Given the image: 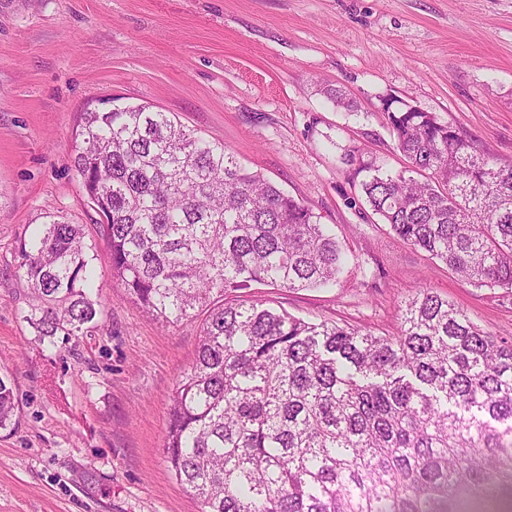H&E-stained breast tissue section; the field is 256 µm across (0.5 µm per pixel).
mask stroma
<instances>
[{"label":"stroma","instance_id":"stroma-1","mask_svg":"<svg viewBox=\"0 0 512 512\" xmlns=\"http://www.w3.org/2000/svg\"><path fill=\"white\" fill-rule=\"evenodd\" d=\"M326 86L357 112L334 108ZM105 97L223 140L354 257L333 287L240 300L392 334L428 289L512 341V292L464 283L352 205L344 161L360 147L402 168L382 110L395 97L512 162V0H0V372L19 404L0 429V512H200L163 454L199 323L161 326L130 299L72 167L76 118ZM48 211L83 226L103 315L43 342L15 242Z\"/></svg>","mask_w":512,"mask_h":512}]
</instances>
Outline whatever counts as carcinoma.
<instances>
[{
    "label": "carcinoma",
    "instance_id": "1",
    "mask_svg": "<svg viewBox=\"0 0 512 512\" xmlns=\"http://www.w3.org/2000/svg\"><path fill=\"white\" fill-rule=\"evenodd\" d=\"M325 95L356 109L339 88ZM386 116L408 166L361 165L362 203L462 280L512 291V163L433 112ZM75 140L112 276L163 325L205 311L164 443L201 512H465L512 489V342L427 289L393 335L226 302L255 285H332L354 256L302 202L171 112L89 108ZM46 217L15 247L32 322L44 338L77 336L100 314L83 228ZM17 410L0 377V429Z\"/></svg>",
    "mask_w": 512,
    "mask_h": 512
}]
</instances>
